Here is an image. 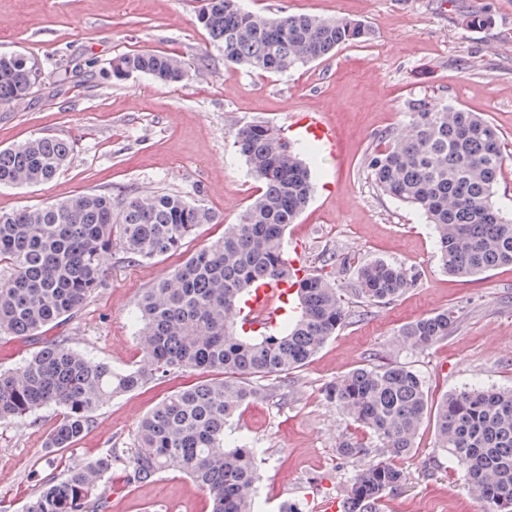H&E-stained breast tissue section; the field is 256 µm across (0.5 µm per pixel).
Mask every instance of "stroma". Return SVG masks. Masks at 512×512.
Wrapping results in <instances>:
<instances>
[{"label":"stroma","instance_id":"1","mask_svg":"<svg viewBox=\"0 0 512 512\" xmlns=\"http://www.w3.org/2000/svg\"><path fill=\"white\" fill-rule=\"evenodd\" d=\"M266 15L288 11L364 21L366 41L287 75L225 67L196 21L200 0H0V52L38 59L42 80L23 102L0 108V149L39 136L72 141L68 165L53 180L0 187V211L36 208L90 193L161 191L187 195L221 216L201 225L181 255L134 261L120 246L103 258L106 278L64 326L0 340V370H12L57 336L91 360L125 371L144 366L137 337L141 294L167 277L181 256L224 234L260 191L233 142L239 126L266 121L284 129L303 112L336 128V155L304 152L314 192L286 232L302 266L334 280L352 316L319 353L288 379L266 380L267 394L226 425L225 441H247L261 459L259 512L300 504L325 512L343 500L364 463L386 452L367 431L336 412L326 387L352 369L398 362L424 378L433 398L478 381L512 388V266L474 281L449 276L434 233L413 208L383 194L364 164L377 137L400 127L410 100L435 97L480 113L512 152V0H243ZM490 24L467 27L468 15ZM178 56L185 77L162 85L150 76L113 79L110 62L130 50ZM385 260L417 271L395 302L364 307L355 293L358 266ZM450 309L448 338L426 349L400 345L401 327ZM177 372L107 401L83 438L48 447L63 410L51 405L0 423V512H23L40 479L115 448L131 447L142 417L167 393L191 381ZM345 435L367 446L364 459L341 462ZM405 475L385 512H485L425 422L413 452L396 459ZM189 476L166 470L146 484L112 474L105 512H209Z\"/></svg>","mask_w":512,"mask_h":512}]
</instances>
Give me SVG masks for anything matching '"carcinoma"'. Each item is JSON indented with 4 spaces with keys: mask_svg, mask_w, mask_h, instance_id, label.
Returning <instances> with one entry per match:
<instances>
[{
    "mask_svg": "<svg viewBox=\"0 0 512 512\" xmlns=\"http://www.w3.org/2000/svg\"><path fill=\"white\" fill-rule=\"evenodd\" d=\"M196 20L207 31L224 66L286 75L363 42L369 29L346 17L282 13L261 16L240 0H203ZM38 63L22 53H0V107L14 105L38 84ZM143 73L161 83L185 75L173 55L135 50L112 60V77ZM403 127L378 137L365 165L375 186L419 211L432 224L438 259L449 274L468 277L512 265V214L497 202L506 153L499 129L480 115L445 101L412 100ZM235 146L263 189L224 236L174 268L139 303V338L149 353L144 369L114 371L92 363L62 339L47 342L12 371H0V422L22 419L58 405L62 420L51 448H68L94 423L114 396L149 379L178 371L199 378L172 391L142 419L132 448L45 478L23 512H102L112 470L145 484L165 469L185 472L208 495L211 512H258L257 457L245 443L224 450V427L264 393L256 380L288 379L307 365L342 328L350 312L336 287L306 272L296 298L300 312L281 330L253 332L235 323L250 285L290 273L284 237L308 205L310 171L275 126L252 121L239 127ZM70 145L36 137L0 150V187L48 182L63 169ZM220 217L172 192L148 201L135 193H88L74 200L0 213V339L37 336L73 318L102 286V255L117 243L130 257L150 260L181 253L202 224ZM414 271L376 260L356 271L355 292L368 305L400 297L416 283ZM454 311L418 318L400 341L425 348L448 338ZM328 402L369 429L392 457L414 449L433 419L438 447L465 476L487 512H512V390L464 386L433 403L412 367L382 363L357 367L329 385ZM342 459L366 454L341 438ZM404 482L386 459L359 469L344 512H384V502Z\"/></svg>",
    "mask_w": 512,
    "mask_h": 512,
    "instance_id": "cac0c4a2",
    "label": "carcinoma"
}]
</instances>
